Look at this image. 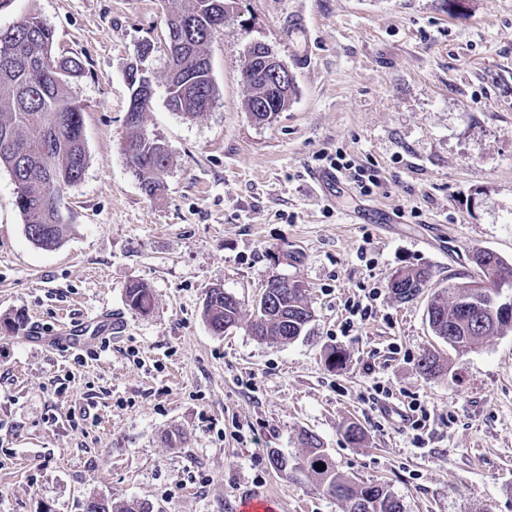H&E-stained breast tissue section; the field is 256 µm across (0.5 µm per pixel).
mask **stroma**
<instances>
[{
	"label": "stroma",
	"mask_w": 512,
	"mask_h": 512,
	"mask_svg": "<svg viewBox=\"0 0 512 512\" xmlns=\"http://www.w3.org/2000/svg\"><path fill=\"white\" fill-rule=\"evenodd\" d=\"M37 12L57 54L78 56L89 155L63 200L61 244L36 247L0 168V512H85L87 499L145 501L154 512H237L260 491L279 512H345L278 452L317 436L353 481L384 486L404 512H512V331L459 353L434 336L432 292L475 272L472 249L512 263V0H236L206 46L216 98L194 118L165 104L166 58L144 126L167 145L160 197L148 198L122 150L138 45L166 34L161 0H10L0 28ZM305 18L307 34L291 20ZM293 71L288 109L247 111L246 41ZM343 153L378 170L361 195L350 174L311 179ZM430 286L402 303L395 272ZM303 283L313 318L290 343L249 320L266 281ZM152 289L130 310L124 288ZM242 306L214 334L206 293ZM378 289L376 313L342 335L348 299ZM126 328L99 357L27 342L102 308ZM343 352L341 366L328 356ZM434 353L443 369L420 368ZM420 403L423 446L402 413ZM364 440L350 444L348 424ZM127 305L134 311L147 314L153 307V295L144 284L132 282L125 288Z\"/></svg>",
	"instance_id": "1"
}]
</instances>
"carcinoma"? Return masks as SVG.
Masks as SVG:
<instances>
[{
    "label": "carcinoma",
    "mask_w": 512,
    "mask_h": 512,
    "mask_svg": "<svg viewBox=\"0 0 512 512\" xmlns=\"http://www.w3.org/2000/svg\"><path fill=\"white\" fill-rule=\"evenodd\" d=\"M235 0H165L167 32L178 29L183 42L181 69L167 73L165 99L169 110L186 118L200 115L199 108L215 99V84L206 45L209 41V18L217 4ZM54 31L36 13L25 16L16 25L0 30V167L15 173L19 160L3 148L9 141L25 149L36 164L47 158L54 181L73 185L81 180L88 154L84 134L83 106L73 95L71 83L82 76L81 60L58 55L53 51ZM59 64L63 74L52 77L40 71L42 63ZM144 113L125 117L126 143L138 149L131 165L144 194L157 197L164 188L169 157L159 154L162 140L143 125ZM52 187L39 176L26 179L22 194L16 195V207L23 217L28 239L43 249H53L62 242L66 222L62 210L49 204ZM490 262L477 267V276L448 286L433 294L428 305L432 332L448 341L459 352L478 347L487 336L512 330V320L496 316V292L499 286H512V264L488 250ZM430 279L425 270L398 271L388 288L401 302H409L422 293ZM127 305L147 314L153 307V295L144 284L132 282L125 288ZM241 303L222 288L209 289L203 317L217 335L227 325H239ZM312 311L306 301L305 288L297 282L271 289L267 302L258 304L252 333L258 338L281 342L298 339L311 321ZM307 453L302 463L291 464L288 458L274 453L272 464L282 475L300 467L313 476L329 496L345 502L347 512H403L400 501L381 485H358L338 472L321 441L306 437ZM324 470H318V467ZM147 502L117 507L102 497H92L85 512H152Z\"/></svg>",
    "instance_id": "carcinoma-1"
}]
</instances>
